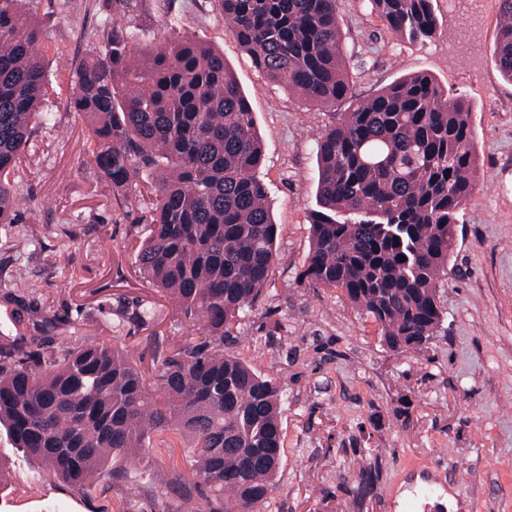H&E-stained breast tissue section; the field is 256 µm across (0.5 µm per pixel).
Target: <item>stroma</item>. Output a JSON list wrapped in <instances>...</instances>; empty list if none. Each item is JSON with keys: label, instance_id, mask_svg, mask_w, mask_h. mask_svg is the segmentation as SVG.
I'll return each mask as SVG.
<instances>
[{"label": "stroma", "instance_id": "35a3bbf8", "mask_svg": "<svg viewBox=\"0 0 512 512\" xmlns=\"http://www.w3.org/2000/svg\"><path fill=\"white\" fill-rule=\"evenodd\" d=\"M28 8L38 52L60 84L94 51L106 16L136 29L144 46L175 19L178 34L223 52L250 101L264 147L258 175L279 227L277 261L224 349L285 392L284 463L264 512H406L431 485L440 512H512V81L493 54L500 0H437L439 29L425 42L388 31L366 0H338L350 92L331 107L258 70L217 0H131L117 15L112 0H30ZM420 72L470 103L480 173L439 288L444 321L427 348L396 354L339 290L300 274L316 207L315 135L352 100ZM90 148L84 120L56 99L52 126L32 134L13 176L18 221L0 224V282L14 290L0 296V337L48 316L60 335L135 345L147 368L149 336L174 349L190 324L141 278L135 258L148 217L86 165ZM140 301L155 306L154 324L116 329L108 310ZM150 456L152 483L109 478L74 488L23 460L0 430V512H179L169 484L177 473L194 482L182 439ZM364 472L371 485L361 484Z\"/></svg>", "mask_w": 512, "mask_h": 512}]
</instances>
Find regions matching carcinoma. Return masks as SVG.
I'll return each mask as SVG.
<instances>
[{"mask_svg":"<svg viewBox=\"0 0 512 512\" xmlns=\"http://www.w3.org/2000/svg\"><path fill=\"white\" fill-rule=\"evenodd\" d=\"M395 34L418 42L439 27L434 0H368ZM240 45L267 77L317 106L349 93L337 0H218ZM494 48L512 80V0ZM40 31L23 0H0V224L14 223L9 179L33 131L51 121L52 82ZM66 102L87 123L86 163L150 224L136 256L141 276L193 321V336L157 349L146 372L123 344L68 337L31 355L0 343V426L22 456L63 483L91 487L142 459L152 435L186 440L210 512H258L272 500L284 454L285 397L275 379L224 352L271 282L277 225L257 176L263 145L224 55L189 36L148 50L138 33L104 19L102 42L69 75ZM317 206L301 277L340 290L401 353L422 348L443 321L438 288L453 229L476 188L471 105L427 73L404 76L315 140ZM153 175L152 190L141 185ZM116 327L147 326L142 302L113 310ZM33 342L58 330L28 324Z\"/></svg>","mask_w":512,"mask_h":512,"instance_id":"1","label":"carcinoma"}]
</instances>
